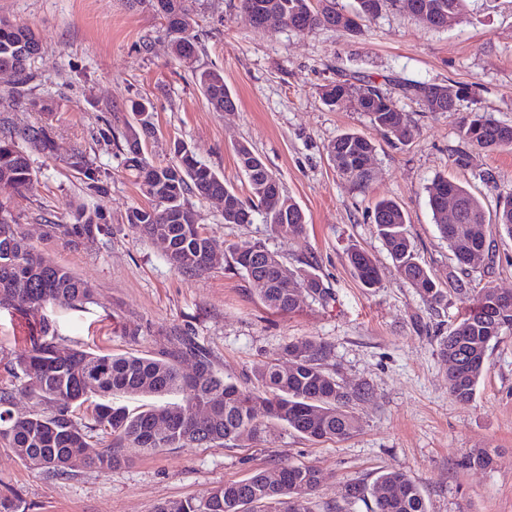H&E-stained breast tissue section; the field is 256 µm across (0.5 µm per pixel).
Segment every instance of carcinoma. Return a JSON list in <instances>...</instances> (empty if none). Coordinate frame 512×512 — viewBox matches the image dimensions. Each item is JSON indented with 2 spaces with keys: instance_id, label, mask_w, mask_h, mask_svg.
Masks as SVG:
<instances>
[{
  "instance_id": "carcinoma-1",
  "label": "carcinoma",
  "mask_w": 512,
  "mask_h": 512,
  "mask_svg": "<svg viewBox=\"0 0 512 512\" xmlns=\"http://www.w3.org/2000/svg\"><path fill=\"white\" fill-rule=\"evenodd\" d=\"M152 9L167 14V31L174 57L190 64L197 52L193 35L195 19L185 0H145ZM240 8L267 23L268 29L289 28L309 31L330 27L352 34L361 33L363 22L375 17L387 0H355L352 13L336 9L335 0H239ZM415 16L429 27L441 28L469 15V0H411ZM41 45L28 26L0 20V70L14 74L22 88L34 79V52ZM196 82L215 112L236 105L224 83V74L203 70ZM445 86L428 82H403L402 96L417 101L428 112H454L456 103L439 94ZM340 97L366 113L379 133L399 143L412 135L408 115L389 95L372 86L364 90L346 78L327 85L322 92L325 105L334 107ZM135 121L125 122L122 137L127 147L126 163L148 205L134 207L127 223L161 244L167 261L177 270L200 274L213 265L210 238L189 205V198L224 197V223H250L260 216L264 223L290 240L305 233L306 219L300 207L283 212L272 206L271 198L283 193L280 182L266 184L269 168L247 145L236 147L239 169L247 178L252 198L244 202L235 189L209 166L196 159L179 141L174 142V159L154 164L145 156L144 146L155 134L153 112L145 103L131 108ZM459 137L465 148L456 151L453 163L470 165V150L494 151L512 147V126L484 113L471 112L462 118ZM27 144L23 150L16 139ZM54 140L47 124L30 126L17 135H0V182L10 185L14 196L25 197L33 179L30 153L49 154ZM374 143L358 133H343L329 145L328 154L338 173L355 186L371 177L369 160ZM92 195L107 192V183L93 163L78 154L71 162ZM452 196L456 208L448 210L443 197ZM429 206L436 228L448 243L457 269H471L476 253L490 260L488 224L484 205L460 183L440 177L429 190ZM72 224H51L49 234L66 242L93 241L108 232L96 214L78 212ZM373 223L378 238L388 251L399 276L414 288L432 308L448 300L445 289L436 284L420 262L409 233L410 220L397 202L382 199L375 204ZM494 224L512 236V191L497 196ZM256 246L261 254L232 250L234 268L244 272L255 286L260 301L269 309L290 313L299 306L297 289L320 300L329 297L321 278L311 268L288 271L279 276L280 256L265 244ZM354 276L366 288H375L379 274L361 249L348 253ZM94 295L91 284L35 251L19 230L6 236L0 231V308L23 310L34 316L49 306L76 310ZM512 332V293L488 287L469 311L438 339L439 354L448 362V391L456 400L468 402L476 393L487 352L493 342ZM330 349L311 339L291 340L282 348L288 368L274 359L254 371L256 385L239 386L224 380L207 353L199 346L183 343L179 354L163 358L133 354H97L64 346L56 341V330L45 317L39 318L37 334L11 360L10 371L20 390L38 403H47V413L15 410V390L0 388V445L10 448L27 465L54 476H69L82 467L110 473L127 462L123 449L140 448L154 454L174 448L211 446L257 441L266 428L255 411L265 404L266 420L286 426L313 440H344L360 429L353 411L355 403L369 397L365 386L348 388L325 369ZM194 363L195 374L182 373L180 361ZM182 395L179 403L152 405L132 412L112 403V396ZM109 438L105 449L94 456L95 432ZM322 482L319 472L308 467L281 463L242 481L211 488L200 499L188 498L159 503L154 512H311L310 496ZM371 497L372 512H427L417 485L399 470L380 473L373 484L349 482L343 499L363 501Z\"/></svg>"
}]
</instances>
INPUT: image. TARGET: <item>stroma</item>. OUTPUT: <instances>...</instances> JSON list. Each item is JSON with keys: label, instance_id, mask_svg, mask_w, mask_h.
Segmentation results:
<instances>
[{"label": "stroma", "instance_id": "35a3bbf8", "mask_svg": "<svg viewBox=\"0 0 512 512\" xmlns=\"http://www.w3.org/2000/svg\"><path fill=\"white\" fill-rule=\"evenodd\" d=\"M198 53L185 67L171 53L163 20L128 0H0V19L33 28L42 52L33 81L16 93L11 74L0 73V128L37 124L31 100L49 105L54 150L31 153L36 176L16 212L26 242L71 269L95 288L78 310L48 308L60 343L114 354H166L179 335L210 353L226 381L254 382L255 368L277 358L291 340L328 345L330 373L370 397L355 405L361 427L344 441H313L278 425L255 443L177 448L148 455L127 449L128 464L105 474L82 469L55 478L30 468L0 447V495L20 501V512H153L164 500L200 498L214 486L240 481L286 462L318 471L313 512L343 504V488L372 483L381 471L405 473L422 490L428 512H512V334L491 346L474 399L448 393V365L438 337L468 309L452 294L459 271L440 238L428 205L435 177L462 183L493 212L498 191L512 190V149L476 150L468 168H456L462 148L458 123L472 110L512 125V0H475L466 20L444 29L424 26L402 0L383 8L363 31L319 27L298 32L254 27L239 0H189ZM222 71L237 98L232 112H216L195 86L193 69ZM357 77L408 113L410 141L391 143L365 113L344 103L329 109L324 86ZM402 80L446 86L474 85L475 95L453 112H427L403 98ZM150 103L155 134L147 146L154 163L173 157L181 141L230 183L242 198L250 187L234 148L248 145L280 180L306 216L304 235L291 241L262 220L228 224L213 201L191 198L218 255L208 271L174 269L161 248L126 222L145 199L125 166V120L131 106ZM112 129L113 139L100 137ZM370 138L373 179L358 187L342 179L327 155L337 135ZM83 153L108 183L89 194L69 165ZM401 203L410 217L418 255L447 303L431 310L402 280L376 234L375 203ZM99 213L110 232L73 245L48 235L47 223L69 224L76 209ZM495 245L491 267L470 273L472 294L483 288L512 292V237L489 225ZM261 242L286 267L312 265L330 292L327 300L302 297L294 312L266 308L251 283L235 270L232 249ZM376 265L380 284L367 289L347 261L351 247ZM35 319L0 309V386L11 383L5 365L24 348ZM493 457L487 469L464 466L475 449ZM343 512H370L371 502L343 504Z\"/></svg>", "mask_w": 512, "mask_h": 512}]
</instances>
